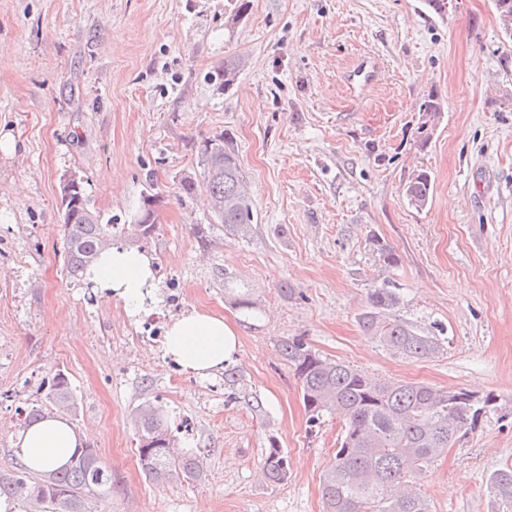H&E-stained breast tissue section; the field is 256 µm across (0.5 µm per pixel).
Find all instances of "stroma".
Here are the masks:
<instances>
[{
	"label": "stroma",
	"instance_id": "35a3bbf8",
	"mask_svg": "<svg viewBox=\"0 0 512 512\" xmlns=\"http://www.w3.org/2000/svg\"><path fill=\"white\" fill-rule=\"evenodd\" d=\"M227 0H0V470L57 371L78 402L72 424L112 472L90 512H324L323 475L343 432L309 423L278 344L298 337L369 376L493 395L496 408L450 448L418 489L431 512H501L490 477L512 468V39L494 0H252L224 29ZM244 66L231 91L211 81L225 59ZM369 81L351 89L359 65ZM447 104L419 149V106ZM234 137L255 221L248 239L212 223L205 190L183 195L199 144ZM434 176L432 201L408 207L413 169ZM78 171L105 216L127 221L146 190L163 196L145 243L159 266L153 306L128 317L90 300L66 273L59 179ZM209 231L201 243L198 228ZM398 256L379 261L375 242ZM395 280L402 318L438 323L441 352L408 360L357 323L371 288ZM252 290L245 318L225 284ZM178 306L166 302L169 285ZM194 309L223 315L239 337L230 369L205 377L162 367L129 329ZM162 407L192 433L198 477L143 474L133 415ZM290 458L269 483L270 441Z\"/></svg>",
	"mask_w": 512,
	"mask_h": 512
}]
</instances>
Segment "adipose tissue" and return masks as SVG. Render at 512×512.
I'll list each match as a JSON object with an SVG mask.
<instances>
[{"mask_svg":"<svg viewBox=\"0 0 512 512\" xmlns=\"http://www.w3.org/2000/svg\"><path fill=\"white\" fill-rule=\"evenodd\" d=\"M88 281L99 302L120 301L128 316H138L147 290L156 285L154 258L133 246L114 245L90 268ZM237 349L235 329L218 314L194 310L171 319L165 329L166 355L201 376L228 366ZM19 442L25 464L41 471L65 464L83 439L65 419L55 416L28 426Z\"/></svg>","mask_w":512,"mask_h":512,"instance_id":"adipose-tissue-1","label":"adipose tissue"}]
</instances>
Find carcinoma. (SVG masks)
<instances>
[{
	"label": "carcinoma",
	"mask_w": 512,
	"mask_h": 512,
	"mask_svg": "<svg viewBox=\"0 0 512 512\" xmlns=\"http://www.w3.org/2000/svg\"><path fill=\"white\" fill-rule=\"evenodd\" d=\"M231 9L224 20L229 29L251 11L252 0H230ZM240 61L224 60L214 81L228 91L236 80ZM444 114V102L431 94L420 106L417 146L425 149L431 143ZM224 153V168L210 165L214 152ZM200 179L190 176L180 181V190L193 195L204 186L209 199L224 200V209H210L215 223L224 232L246 239L254 223L249 193L244 184L238 152L232 134L224 132L204 140L199 149ZM433 178L425 169H415L403 185V198L411 208L422 211L432 200ZM162 198L150 192L140 200L136 212L149 218L147 224H119L104 218L90 207L94 218L77 215L73 201L61 202L63 239L67 258V276L76 286L84 284L89 265L114 239L124 233L134 238H149L156 229ZM233 305L250 313L256 302L247 288H227ZM403 302L395 282L384 280L371 289L368 304L358 314L362 332L382 347L408 359H427L439 353V340L430 330L420 329L400 318ZM279 350L299 380L309 421L317 422L325 412H338L345 418V429L336 448L333 462L322 482L325 512H430L429 504L413 485L423 478L433 463L448 449L473 433L496 398H479L467 390L448 392L421 382L379 378L313 350L300 338H287ZM161 411L145 402L134 413L139 462L152 481L173 477L192 478L200 473L201 453L188 448L173 451L174 436L167 418L156 420L146 416L148 410ZM76 416L77 399L69 377L59 371L48 380L45 404L25 414V423L33 424L52 412ZM87 462L84 449L74 450L68 462L59 468L36 476L23 463L12 471H0V499L11 503H29L23 493L30 488L45 494L40 502L43 512H89L88 499L112 490V471L101 464L96 450ZM263 471L268 482L280 484L288 480V456L272 442L265 456ZM492 489L512 512V469L499 470L491 476Z\"/></svg>",
	"instance_id": "carcinoma-1"
}]
</instances>
